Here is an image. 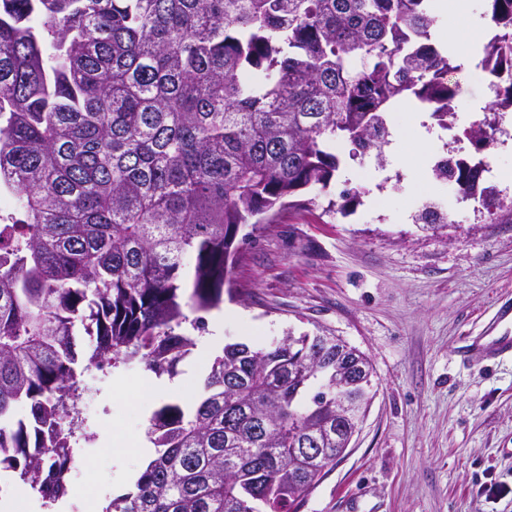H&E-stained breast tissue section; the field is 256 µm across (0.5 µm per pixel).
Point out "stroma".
<instances>
[{"mask_svg": "<svg viewBox=\"0 0 512 512\" xmlns=\"http://www.w3.org/2000/svg\"><path fill=\"white\" fill-rule=\"evenodd\" d=\"M482 42L461 44L457 128L479 120L490 75L478 68ZM412 144L440 149L429 112L406 104L389 112ZM349 142L341 169L306 208L257 225L233 271L236 297H224L225 342L264 349L284 336H336L365 353L374 397L359 432L336 466L306 496L300 512H512V359L462 363L455 351L478 335L499 305L512 302V188L495 186L501 204L482 211L435 179L431 168L401 161L388 148L372 175L360 177ZM358 199L342 204L344 189ZM439 204L446 225L415 220L416 198ZM209 362L191 353L167 391L149 399L129 380L144 363L113 369L99 382L88 417L92 444L58 512H85L87 501L130 492L145 464L112 444L123 424L146 431L164 402L193 408L184 384L202 389Z\"/></svg>", "mask_w": 512, "mask_h": 512, "instance_id": "stroma-1", "label": "stroma"}]
</instances>
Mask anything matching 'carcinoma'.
<instances>
[{
    "mask_svg": "<svg viewBox=\"0 0 512 512\" xmlns=\"http://www.w3.org/2000/svg\"><path fill=\"white\" fill-rule=\"evenodd\" d=\"M489 2L494 110L512 106V0ZM438 24L432 0H0V467L32 490L57 465L83 370L173 374L195 347L175 332L185 262L187 306L218 305L240 226L329 186L337 141L385 139L407 96L451 128ZM335 375L315 337L225 346L192 410L154 411L156 455L104 512H299L345 447ZM304 437L327 462L297 474Z\"/></svg>",
    "mask_w": 512,
    "mask_h": 512,
    "instance_id": "cac0c4a2",
    "label": "carcinoma"
}]
</instances>
